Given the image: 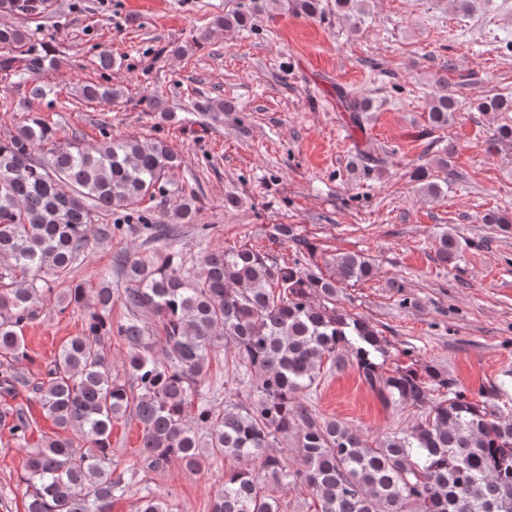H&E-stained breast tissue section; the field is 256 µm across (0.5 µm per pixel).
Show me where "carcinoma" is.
<instances>
[{
	"label": "carcinoma",
	"instance_id": "carcinoma-1",
	"mask_svg": "<svg viewBox=\"0 0 512 512\" xmlns=\"http://www.w3.org/2000/svg\"><path fill=\"white\" fill-rule=\"evenodd\" d=\"M362 2L336 0L354 31L364 21ZM267 5L251 0L248 9L213 24L249 30ZM39 8L40 0H0L1 13L33 14ZM293 10L314 18L321 2L293 0ZM208 39L209 31H198L172 53L183 55ZM58 63L55 51L35 42L28 27L0 25V83H29L30 96L39 99L45 88L34 74ZM81 94L87 101H114L120 91L87 84ZM337 96L349 121L360 126L370 102L341 90ZM455 108L448 90L436 95L431 129L446 128ZM479 109L510 112L512 99L484 98ZM182 164L162 139H115L105 131L90 146L75 132L57 138V129L35 113L0 140V361L12 367L0 373V392L9 395L25 383L13 367L29 360L22 329L37 318L45 292H56L62 310L92 309L87 333L72 337L31 387L56 426L78 436L85 450L55 435L29 453L20 477L25 512H110L112 499L125 489V472L158 471L175 461L200 472L209 460L227 456L259 464L278 484L311 490L316 512H512V418L505 419L490 400L473 401L454 389L432 366L383 374L376 362L386 353L380 332L368 319L336 307L338 284L374 275L363 256L331 258L332 274L325 277L297 260L280 264L247 246L209 251L192 270L163 250L149 262L119 259L127 287L118 296L103 284L70 283L80 257L123 223H136L155 237L171 235L139 209L146 198L166 202L175 196L177 223L196 221L197 198L176 180ZM413 178L424 192L440 196L427 170H416ZM114 214L123 223L95 228L101 216ZM460 248L452 233L435 238L443 264L453 262ZM52 282L61 288H51ZM115 297L129 314L116 327L106 316ZM114 333L128 343L125 365L133 388L112 377L105 357L104 339ZM158 334L164 337L163 360L154 352ZM222 348L260 373L257 401L216 411L202 400L211 356ZM340 348L386 403L426 407L428 418L373 443L347 424L318 419L300 397L317 382L325 356ZM432 387L447 390V397L432 400ZM125 416L142 426V441L139 458L119 474L110 436L112 421ZM29 428L23 410L11 413L7 429L18 446L27 445ZM290 436L299 456L294 467L277 451ZM138 512L172 508L147 495ZM211 512L281 510L261 493L255 470L243 467L224 474Z\"/></svg>",
	"mask_w": 512,
	"mask_h": 512
}]
</instances>
